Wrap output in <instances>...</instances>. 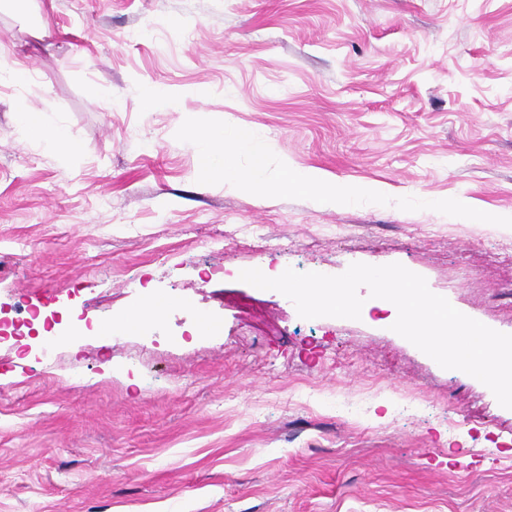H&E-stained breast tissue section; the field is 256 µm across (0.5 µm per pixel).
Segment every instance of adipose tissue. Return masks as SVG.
I'll list each match as a JSON object with an SVG mask.
<instances>
[{
  "instance_id": "obj_1",
  "label": "adipose tissue",
  "mask_w": 512,
  "mask_h": 512,
  "mask_svg": "<svg viewBox=\"0 0 512 512\" xmlns=\"http://www.w3.org/2000/svg\"><path fill=\"white\" fill-rule=\"evenodd\" d=\"M188 135L197 148L199 175L203 180L221 178L246 191L272 192L273 186L267 179L268 155L257 144L252 129L239 127L227 135L220 129L194 127L189 129ZM242 150L250 154L249 166L243 170L228 167L229 155Z\"/></svg>"
}]
</instances>
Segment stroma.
<instances>
[{"label":"stroma","mask_w":512,"mask_h":512,"mask_svg":"<svg viewBox=\"0 0 512 512\" xmlns=\"http://www.w3.org/2000/svg\"><path fill=\"white\" fill-rule=\"evenodd\" d=\"M0 61V512H512L486 385L367 287L305 319L228 274L399 263L512 334V0H0ZM195 119L353 192L201 182ZM23 308L75 329L57 367ZM19 116L21 122L35 138L50 141L54 146L65 151L72 148L65 132L60 128H48L40 112L23 111Z\"/></svg>","instance_id":"35a3bbf8"}]
</instances>
